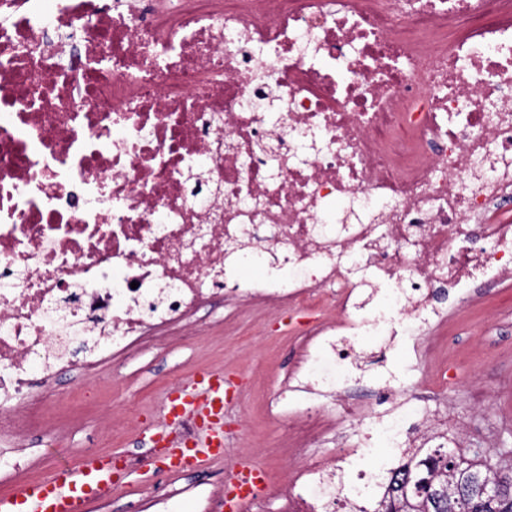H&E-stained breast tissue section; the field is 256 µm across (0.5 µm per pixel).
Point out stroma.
I'll return each instance as SVG.
<instances>
[{
  "label": "stroma",
  "instance_id": "stroma-1",
  "mask_svg": "<svg viewBox=\"0 0 512 512\" xmlns=\"http://www.w3.org/2000/svg\"><path fill=\"white\" fill-rule=\"evenodd\" d=\"M432 306L444 309L448 321L442 334V356L448 377L433 380L412 371L413 356L405 350V333L395 336H339L336 350L355 351L347 378L352 398L370 406L373 422L387 420L402 401L398 384L410 391L432 394L422 414L408 422L410 431L426 429L428 417L448 418L467 445L475 448H512V282L478 288L475 298L449 295ZM308 314L253 313L231 305L202 310L196 323L198 340L172 348H149L125 361L103 364L95 379L61 382L56 392L73 405L92 401L116 408L131 426L105 437L93 427L72 434L68 443L41 442L37 452L45 460L38 470L49 477L61 464H75L88 452L148 454L149 437L164 429V403L176 382L223 370L241 385L225 421L243 447L260 451L279 442V429L265 413L297 357L299 329ZM371 424L344 422L335 437L314 447L298 449L296 460L335 455L341 444L371 446L376 457L398 459L396 448L382 449L372 440Z\"/></svg>",
  "mask_w": 512,
  "mask_h": 512
}]
</instances>
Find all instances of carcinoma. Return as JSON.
<instances>
[{
  "instance_id": "obj_1",
  "label": "carcinoma",
  "mask_w": 512,
  "mask_h": 512,
  "mask_svg": "<svg viewBox=\"0 0 512 512\" xmlns=\"http://www.w3.org/2000/svg\"><path fill=\"white\" fill-rule=\"evenodd\" d=\"M477 458L469 448H450L446 441L403 448L389 471L385 489L371 512H452L458 486L468 485L499 470L504 486L492 499L474 498L470 512H512V450Z\"/></svg>"
}]
</instances>
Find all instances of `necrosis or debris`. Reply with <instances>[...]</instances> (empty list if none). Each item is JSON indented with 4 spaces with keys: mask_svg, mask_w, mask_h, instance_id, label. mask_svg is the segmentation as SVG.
Listing matches in <instances>:
<instances>
[{
    "mask_svg": "<svg viewBox=\"0 0 512 512\" xmlns=\"http://www.w3.org/2000/svg\"><path fill=\"white\" fill-rule=\"evenodd\" d=\"M253 261L263 279L240 280ZM509 279L512 0H0L1 476L81 424L57 378L191 339L225 298L330 308L296 377L332 391L333 336L436 326L417 293ZM269 409L282 456L337 428L308 395ZM358 454L292 466L279 512H336ZM225 494L189 481L138 507Z\"/></svg>",
    "mask_w": 512,
    "mask_h": 512,
    "instance_id": "1",
    "label": "necrosis or debris"
}]
</instances>
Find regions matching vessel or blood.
Returning a JSON list of instances; mask_svg holds the SVG:
<instances>
[{
  "label": "vessel or blood",
  "mask_w": 512,
  "mask_h": 512,
  "mask_svg": "<svg viewBox=\"0 0 512 512\" xmlns=\"http://www.w3.org/2000/svg\"><path fill=\"white\" fill-rule=\"evenodd\" d=\"M196 386L199 395L181 394L167 406L172 418L196 417L206 433L202 447L170 451L166 469L177 475L224 452L223 371L208 372ZM127 476L120 456L88 453L77 464L56 467L49 478L28 480L13 492L0 494V512H91L101 496L112 493ZM260 479V472L253 464H241L234 474L238 497L230 512H246L250 495Z\"/></svg>",
  "instance_id": "obj_1"
}]
</instances>
